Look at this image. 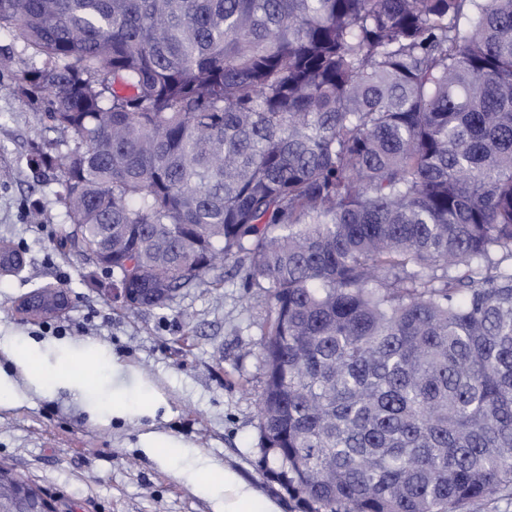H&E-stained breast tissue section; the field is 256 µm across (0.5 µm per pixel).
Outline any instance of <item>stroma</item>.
I'll list each match as a JSON object with an SVG mask.
<instances>
[{"label": "stroma", "mask_w": 512, "mask_h": 512, "mask_svg": "<svg viewBox=\"0 0 512 512\" xmlns=\"http://www.w3.org/2000/svg\"><path fill=\"white\" fill-rule=\"evenodd\" d=\"M41 109L0 95V239L14 243L23 267L0 274V341L30 340L46 372L99 355L96 388L78 400L65 389L31 387L0 357L21 401L0 407V465L50 494L57 512H216L190 481L196 458L214 472L231 468L276 501H295L258 470V400L264 386L262 347L270 318L264 291L243 287L232 267L220 286L181 293L163 309L129 313L109 298L111 281L80 257L58 251L55 234L65 214L52 177L36 178L30 154L53 152L56 133L37 135ZM66 286L64 314L29 320L19 304L44 286ZM140 399L126 418L92 419L91 407ZM154 432L179 442L174 455L154 459L140 446Z\"/></svg>", "instance_id": "35a3bbf8"}]
</instances>
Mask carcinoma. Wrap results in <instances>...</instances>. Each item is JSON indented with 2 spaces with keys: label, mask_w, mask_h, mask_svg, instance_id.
Segmentation results:
<instances>
[{
  "label": "carcinoma",
  "mask_w": 512,
  "mask_h": 512,
  "mask_svg": "<svg viewBox=\"0 0 512 512\" xmlns=\"http://www.w3.org/2000/svg\"><path fill=\"white\" fill-rule=\"evenodd\" d=\"M58 246L162 309L268 298L263 477L301 512L512 487V0H0ZM10 56L12 71L3 72V81L8 82L21 76L25 71L41 66L42 58L35 55L27 43L12 30H0V56Z\"/></svg>",
  "instance_id": "carcinoma-1"
}]
</instances>
